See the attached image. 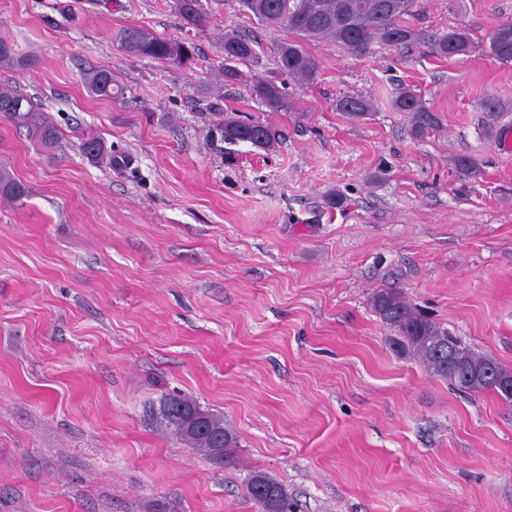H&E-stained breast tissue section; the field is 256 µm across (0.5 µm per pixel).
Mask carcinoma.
<instances>
[{
	"mask_svg": "<svg viewBox=\"0 0 512 512\" xmlns=\"http://www.w3.org/2000/svg\"><path fill=\"white\" fill-rule=\"evenodd\" d=\"M199 2L176 0L179 15L189 25L202 20ZM242 3L259 22L270 27L284 25L299 37L278 48V69L288 76L311 79L318 70L317 60L302 44L304 40L330 39L357 54L371 52L375 44L399 46L417 40V34L402 24V18L412 12L416 0H242ZM117 39L127 55L178 65L192 61L195 51L190 42L161 38L143 27L125 28L118 32ZM472 47L470 34L454 29L435 39L431 50L440 57L452 58L468 54ZM489 51L500 61H512L511 21L497 25L491 32ZM257 59L253 40L234 34L224 36V77L250 84L255 97L276 110L283 106L284 86L238 68L240 64L254 63ZM34 63V58L17 55L12 45L0 40V68L27 67ZM83 82L89 94L95 97L112 99L123 95V88L108 69L86 71ZM394 104L398 111L412 113L417 134L437 122L436 115L410 90L402 92ZM337 106L355 119L372 111L371 102L357 96H345ZM0 115L32 127L47 148L55 142L56 131L38 114L31 99L22 94L1 89ZM222 133L228 144L248 143L261 150L274 148L279 139L277 130L260 121L227 120ZM83 150L99 161L112 159V150L101 141H88L83 144ZM455 166L461 178L473 179L481 175V161L475 156L462 155L456 159ZM371 306L382 323L400 337L397 344L402 351L431 374L462 391L495 393L494 383L478 377L477 373L488 369L500 377L512 373L494 358L462 344L427 312L408 303L396 291L374 294ZM159 415L166 429L208 458L222 460L236 444L233 434L224 427V417L201 409L187 396L165 397ZM246 493L263 512H292L288 491L262 471L250 476Z\"/></svg>",
	"mask_w": 512,
	"mask_h": 512,
	"instance_id": "cac0c4a2",
	"label": "carcinoma"
}]
</instances>
